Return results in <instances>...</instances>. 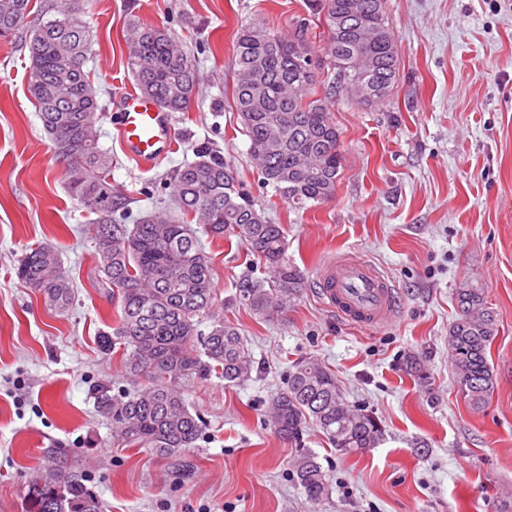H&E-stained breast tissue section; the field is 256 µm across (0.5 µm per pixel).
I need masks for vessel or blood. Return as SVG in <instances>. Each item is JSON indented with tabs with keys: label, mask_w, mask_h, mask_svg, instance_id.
Segmentation results:
<instances>
[{
	"label": "vessel or blood",
	"mask_w": 512,
	"mask_h": 512,
	"mask_svg": "<svg viewBox=\"0 0 512 512\" xmlns=\"http://www.w3.org/2000/svg\"><path fill=\"white\" fill-rule=\"evenodd\" d=\"M125 153L141 162H156L174 147L171 113L135 91L120 95L112 115ZM324 296L349 321L374 326L385 323L396 307V291L390 281L365 261L336 258L320 271Z\"/></svg>",
	"instance_id": "b4317fda"
}]
</instances>
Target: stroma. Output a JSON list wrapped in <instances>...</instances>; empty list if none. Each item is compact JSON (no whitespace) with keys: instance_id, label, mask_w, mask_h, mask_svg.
<instances>
[{"instance_id":"1","label":"stroma","mask_w":512,"mask_h":512,"mask_svg":"<svg viewBox=\"0 0 512 512\" xmlns=\"http://www.w3.org/2000/svg\"><path fill=\"white\" fill-rule=\"evenodd\" d=\"M398 50L389 96L329 102L342 165L334 198L296 211L262 187L234 107L238 30L262 22L286 35L313 24L306 0H87L93 43L86 65L107 109L100 146L112 157L114 202L130 218L152 211L154 189L208 141L221 151L267 217L283 225L291 264L305 285L282 320L257 319L233 299L240 277L263 276L239 241L204 237L212 259L213 312L235 324L259 371L243 384L216 374L185 380L191 411L205 420L196 447L167 457L118 448L89 393L109 380L136 390L120 355L99 348L118 323V301L94 256L95 214L67 190L27 98L24 35L0 42V512H25L32 479L76 468L109 512H504L512 505V0H386ZM167 28L195 56L199 85L174 115V149L142 165L127 157L111 109L132 89L123 30L129 20ZM49 243L75 297L57 313L22 285L26 249ZM365 259L397 290L392 319L351 323L330 306L321 267ZM484 289L498 324L488 360L496 387L482 412L452 380L448 328L455 292ZM421 354L427 382L404 361ZM315 358L347 400L382 423L369 451L336 452L315 424L304 445L329 477L313 505L291 477L290 444L266 424L271 398L292 366ZM427 454H418L419 446Z\"/></svg>"}]
</instances>
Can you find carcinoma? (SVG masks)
<instances>
[{"instance_id":"cac0c4a2","label":"carcinoma","mask_w":512,"mask_h":512,"mask_svg":"<svg viewBox=\"0 0 512 512\" xmlns=\"http://www.w3.org/2000/svg\"><path fill=\"white\" fill-rule=\"evenodd\" d=\"M85 0H60L30 31L29 100L58 158L64 161L69 193L97 215L95 255L104 282L120 305L118 325L99 336L102 352L122 351L127 371L145 387L121 389L110 382L92 387L99 414L112 422V442L122 448H153L177 456L196 447L205 422L191 412L180 383L193 375L219 374L230 383L251 379L253 361L238 328L222 318L199 329L214 295L211 259L192 224L209 237L237 239L257 257L265 276H245L234 299L264 320L288 311L304 281L288 263L284 229L269 221L224 157L206 145L193 147L164 182L175 201L132 225L115 216L106 181L112 157L97 138L103 118L98 90L84 66L92 40L84 20ZM325 30L323 55L333 69L325 98L311 99L319 63L307 46V27L284 37L260 24L239 30L235 45L233 98L261 182L298 210L331 200L342 155L327 99L345 93L363 103L389 95L398 53L383 0H307ZM32 0H0V39L26 25ZM127 66L139 92L170 112H185L198 85L197 67L185 45L166 29L130 21L124 32ZM18 280L65 312L72 285L57 249L40 244L16 266ZM458 315L448 329V353L458 393L482 410L496 386L488 352L498 325L482 288L456 289ZM323 431L343 455L376 447L381 423L366 408L350 404L331 371L305 359L288 374L286 388L268 406V422L294 445L292 476L314 504L330 485L317 456L302 446L307 421ZM107 512V505L64 466L50 469L30 486L26 512Z\"/></svg>"}]
</instances>
